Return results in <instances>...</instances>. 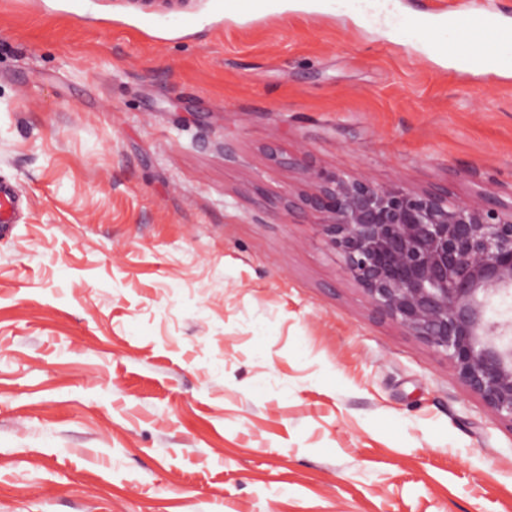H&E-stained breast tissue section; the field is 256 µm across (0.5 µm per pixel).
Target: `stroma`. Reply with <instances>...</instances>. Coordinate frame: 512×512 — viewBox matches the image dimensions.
<instances>
[{"label": "stroma", "mask_w": 512, "mask_h": 512, "mask_svg": "<svg viewBox=\"0 0 512 512\" xmlns=\"http://www.w3.org/2000/svg\"><path fill=\"white\" fill-rule=\"evenodd\" d=\"M512 0H0V512H512V426L373 313L276 143L512 199ZM450 29H457L462 37L470 33L479 45L485 50V60L498 62L501 60V50L507 39L496 20L486 12H474L463 21L457 18L448 20Z\"/></svg>", "instance_id": "stroma-1"}]
</instances>
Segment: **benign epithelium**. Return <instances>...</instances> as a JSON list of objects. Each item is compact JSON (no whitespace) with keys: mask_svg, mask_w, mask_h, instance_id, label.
<instances>
[{"mask_svg":"<svg viewBox=\"0 0 512 512\" xmlns=\"http://www.w3.org/2000/svg\"><path fill=\"white\" fill-rule=\"evenodd\" d=\"M270 158L303 188L282 201L316 221L371 310L443 355L456 380L512 426V204L446 188L378 185L313 163Z\"/></svg>","mask_w":512,"mask_h":512,"instance_id":"benign-epithelium-1","label":"benign epithelium"}]
</instances>
